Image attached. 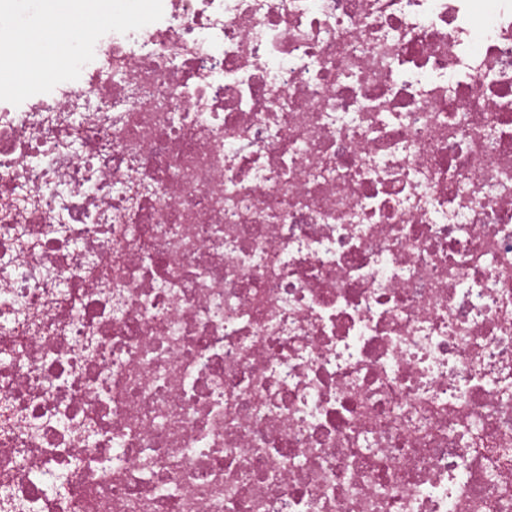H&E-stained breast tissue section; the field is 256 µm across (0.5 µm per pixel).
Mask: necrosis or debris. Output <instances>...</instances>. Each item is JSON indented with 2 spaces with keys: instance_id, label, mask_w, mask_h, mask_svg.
<instances>
[{
  "instance_id": "necrosis-or-debris-1",
  "label": "necrosis or debris",
  "mask_w": 512,
  "mask_h": 512,
  "mask_svg": "<svg viewBox=\"0 0 512 512\" xmlns=\"http://www.w3.org/2000/svg\"><path fill=\"white\" fill-rule=\"evenodd\" d=\"M0 512H512V0H163L0 101Z\"/></svg>"
}]
</instances>
